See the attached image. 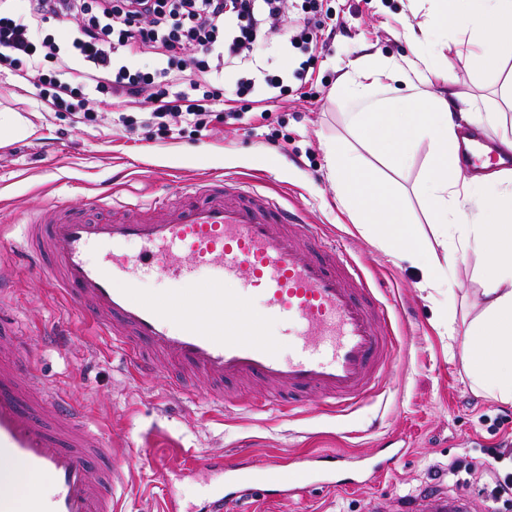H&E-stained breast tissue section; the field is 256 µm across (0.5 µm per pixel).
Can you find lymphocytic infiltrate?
<instances>
[{
  "mask_svg": "<svg viewBox=\"0 0 512 512\" xmlns=\"http://www.w3.org/2000/svg\"><path fill=\"white\" fill-rule=\"evenodd\" d=\"M0 0V67L32 85L57 112H79L89 94L124 128L163 118L200 127L214 112L237 120L272 112L294 84L311 80L325 0H305L284 37L293 50L286 70L269 73L246 63L268 39V19L283 0H27L25 11ZM68 28L58 38L48 22ZM150 50L152 63L139 62ZM472 463L449 465L459 487L496 501L512 494V472L491 483L470 479Z\"/></svg>",
  "mask_w": 512,
  "mask_h": 512,
  "instance_id": "f902f5d3",
  "label": "lymphocytic infiltrate"
}]
</instances>
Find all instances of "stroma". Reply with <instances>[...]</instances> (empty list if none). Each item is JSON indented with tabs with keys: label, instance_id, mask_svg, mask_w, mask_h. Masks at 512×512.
<instances>
[{
	"label": "stroma",
	"instance_id": "obj_1",
	"mask_svg": "<svg viewBox=\"0 0 512 512\" xmlns=\"http://www.w3.org/2000/svg\"><path fill=\"white\" fill-rule=\"evenodd\" d=\"M333 34L314 64L312 81L278 111L225 120L213 113L206 127L181 133L125 130L112 113L93 121L41 105L32 86L0 74V111L30 127L27 137L0 145V272L14 292L5 308L17 331L0 348L34 356L41 382L83 411L90 430L102 433L108 453L127 470L116 488L122 512H204L209 489L223 473H185L199 454L245 448L256 461L300 460L319 453L390 461L370 488L348 494L321 488L303 499L274 504L253 500L246 512H403L428 493L435 475L469 448L503 447L502 470L512 468V404L475 393L462 360L463 343L487 271L472 254L453 258L454 294L421 289L418 273L396 262L362 233L336 199L327 160L329 144L360 148L346 125L342 77L352 64L372 67L410 57L413 37L436 42L450 66L430 77L431 89L448 87L492 106L498 79L460 61L466 45L438 36L427 0H328ZM429 148L419 145L392 164L365 153L367 165L399 192L423 246L435 235L422 186ZM223 174L247 181L284 204L299 206L307 222L325 226L343 242L367 278L387 283L398 352L373 396L345 413L309 396L303 407L269 406L260 385L232 387L231 403L206 402L208 383L195 397H176L166 374L141 379L119 352L68 305L64 293L22 251L24 214L56 199L81 207L107 193L123 198L168 194L182 181ZM454 305V335L439 314Z\"/></svg>",
	"mask_w": 512,
	"mask_h": 512
}]
</instances>
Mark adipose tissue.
I'll use <instances>...</instances> for the list:
<instances>
[{"mask_svg":"<svg viewBox=\"0 0 512 512\" xmlns=\"http://www.w3.org/2000/svg\"><path fill=\"white\" fill-rule=\"evenodd\" d=\"M436 23L475 44L469 57L482 72L501 70L512 57V0H433ZM435 64L423 43L404 63L360 70L346 85V123L372 130L366 144L381 156L418 143L430 148L423 175L427 209L434 225H464L457 249L491 262L482 281L480 310L470 321L463 349L471 387L486 397L512 403V170L468 178L459 167L462 125L484 121L471 102L454 92H424L420 86ZM330 171L340 202L368 225L379 246L419 268L421 285L451 288L450 266L420 258L419 236L391 189L369 171L362 154L332 150Z\"/></svg>","mask_w":512,"mask_h":512,"instance_id":"ef3b65f1","label":"adipose tissue"}]
</instances>
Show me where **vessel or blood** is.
Instances as JSON below:
<instances>
[{"mask_svg":"<svg viewBox=\"0 0 512 512\" xmlns=\"http://www.w3.org/2000/svg\"><path fill=\"white\" fill-rule=\"evenodd\" d=\"M467 138L466 166L499 164L483 151L482 134ZM179 196L177 205L167 196L115 205L103 195L82 211L54 204L26 222L23 250L139 375L167 373L175 393L194 395L203 378L220 406L225 384L250 379L270 387L269 403L317 393L342 413L370 397L396 342L379 288L345 250L245 182H188ZM159 272L199 284V294L135 296L139 281ZM228 281L237 285L231 297L224 294ZM252 300L259 310L241 318V304ZM271 321L291 336L290 356L264 338ZM0 459L50 472L53 480L51 493L31 489L21 504L0 484V512H117L120 464L84 425L81 409L49 390L17 353L0 354ZM215 466L225 482L209 494L207 512H241L256 491L276 502L317 484L361 489L389 469L382 460L347 478L346 461L335 453L295 467L255 469L238 453L194 463L199 471Z\"/></svg>","mask_w":512,"mask_h":512,"instance_id":"1","label":"vessel or blood"}]
</instances>
